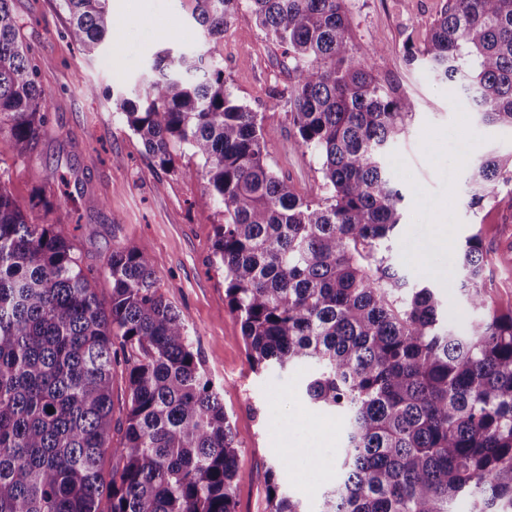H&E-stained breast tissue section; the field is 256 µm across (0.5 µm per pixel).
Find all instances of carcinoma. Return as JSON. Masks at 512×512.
<instances>
[{
	"label": "carcinoma",
	"instance_id": "1",
	"mask_svg": "<svg viewBox=\"0 0 512 512\" xmlns=\"http://www.w3.org/2000/svg\"><path fill=\"white\" fill-rule=\"evenodd\" d=\"M13 0H0V139L33 152L53 92L38 80ZM67 36L99 53L109 0H62ZM208 48L154 54L144 91L117 102L163 171L189 155L222 207L214 255L256 369H310L302 396L338 418L335 480L319 512H512V305L486 288L479 234L455 264L483 317L465 332L433 289L411 288L384 243L404 200L385 166L416 103L355 56L345 0H193ZM247 10L285 48L284 108L322 192L301 196L271 167L276 130L224 78V27ZM481 123L512 133V0H448L407 48ZM470 206L512 208V154L478 156ZM39 186L19 202L0 179V512H235L241 441L148 248L112 249L109 297ZM127 401L112 436V383ZM53 413H48V410ZM122 467L104 477V462ZM268 512H304L268 480Z\"/></svg>",
	"mask_w": 512,
	"mask_h": 512
}]
</instances>
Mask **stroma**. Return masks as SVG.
Masks as SVG:
<instances>
[{
    "label": "stroma",
    "instance_id": "obj_1",
    "mask_svg": "<svg viewBox=\"0 0 512 512\" xmlns=\"http://www.w3.org/2000/svg\"><path fill=\"white\" fill-rule=\"evenodd\" d=\"M447 0H347L357 57L375 75L419 101L406 132L391 146L388 172L405 199L401 224L390 240L393 262L437 291L449 320L465 329L477 317L460 290L452 258L481 227L489 249L486 284L498 302L512 303V209H471L469 174L479 153L512 152V134L479 123L471 103L453 98L421 62H408L407 47L422 46ZM13 9L39 70L55 93L36 153L20 159L0 140V172L14 197L28 202L35 187L67 201L60 220L95 272L98 293L111 291L106 270L114 246L145 244L161 292L181 312L203 366L224 399L242 442L235 479L236 512H267V480L275 478L315 512L333 476L341 436L320 449L310 484H299L296 459L283 452L292 415L311 416L299 395L302 369H253L241 323L224 294V272L214 262L215 226L221 222L203 180L184 175L185 160L165 172L153 167L140 140L116 106L142 89L141 75L158 50L200 51L204 42L191 16V0H143L139 10L116 13L103 52L83 55L66 35L61 0H13ZM224 76L234 94L278 131L269 145L274 169L299 193L319 195L320 161L297 149L284 109L269 106L273 90L288 83L283 48L247 16L224 31L219 46ZM102 200L91 209L86 199ZM447 238V250L437 249Z\"/></svg>",
    "mask_w": 512,
    "mask_h": 512
}]
</instances>
